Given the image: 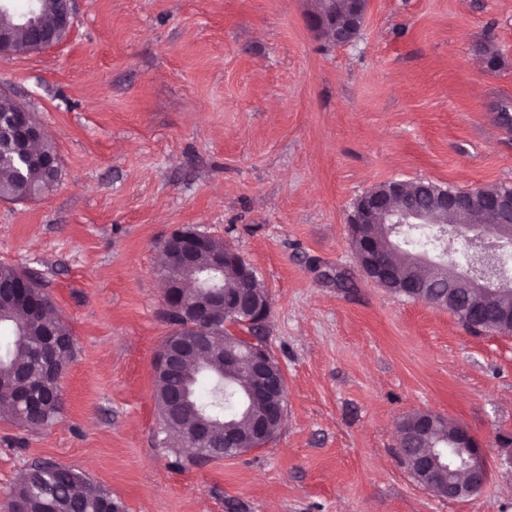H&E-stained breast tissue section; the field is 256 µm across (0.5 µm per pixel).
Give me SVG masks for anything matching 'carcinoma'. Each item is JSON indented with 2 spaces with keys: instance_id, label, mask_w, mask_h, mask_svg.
<instances>
[{
  "instance_id": "1",
  "label": "carcinoma",
  "mask_w": 512,
  "mask_h": 512,
  "mask_svg": "<svg viewBox=\"0 0 512 512\" xmlns=\"http://www.w3.org/2000/svg\"><path fill=\"white\" fill-rule=\"evenodd\" d=\"M0 38L7 42L14 53L40 50L42 46L31 41L28 30L21 26L11 12L0 13ZM27 147L22 142H11L0 150V199L23 201L40 195L53 187L57 178L38 166L26 164L22 157ZM414 238L404 241V248L391 256L400 269L413 267ZM23 274L21 269L0 264V385L11 387L14 393L0 398V417L18 421L28 427L50 425L62 410V397L40 396V405L32 410L21 403L19 396L27 392H40L47 383L44 371L35 360V351L46 340L59 342V369H64L75 350V341L67 323L53 312L54 304L42 281H29V295L33 306L28 311L15 309L11 295L6 291ZM432 279L430 293L436 300L448 291V278L452 272L423 271ZM185 334L200 338L224 339V322L211 321L200 316L191 324H182ZM251 345L242 338L236 339L233 353L237 363L223 364L199 362L190 365L178 376L157 374L154 399L162 423L168 431L180 432L181 424L193 420L197 414L209 419L211 432L208 443L215 446L213 457L219 458L224 444V425H235L238 442L245 445L250 440L248 428L252 416L259 407L243 405L240 385L224 379V371L236 369V364L248 358ZM185 391L189 401L182 408L180 420L173 421L168 413L170 395ZM451 433V426L438 421L436 429L426 436H414L409 440L407 461L422 448H438L442 439ZM10 512H100L105 502H110V512H123L119 501L101 484L61 463L42 472L39 465L30 468L28 478L8 494Z\"/></svg>"
}]
</instances>
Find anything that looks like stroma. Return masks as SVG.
I'll list each match as a JSON object with an SVG mask.
<instances>
[{
  "instance_id": "35a3bbf8",
  "label": "stroma",
  "mask_w": 512,
  "mask_h": 512,
  "mask_svg": "<svg viewBox=\"0 0 512 512\" xmlns=\"http://www.w3.org/2000/svg\"><path fill=\"white\" fill-rule=\"evenodd\" d=\"M311 9L75 0L62 43L0 54L60 165L49 191L0 200V263L39 274L76 343L51 427L0 418V512L38 460L124 512H512V334L378 287L347 231L393 179L512 184V0H369L349 45L317 38ZM186 227L255 270L287 383L275 440L197 466L153 399L160 250ZM424 410L480 442L479 492L438 498L401 465L398 424Z\"/></svg>"
}]
</instances>
